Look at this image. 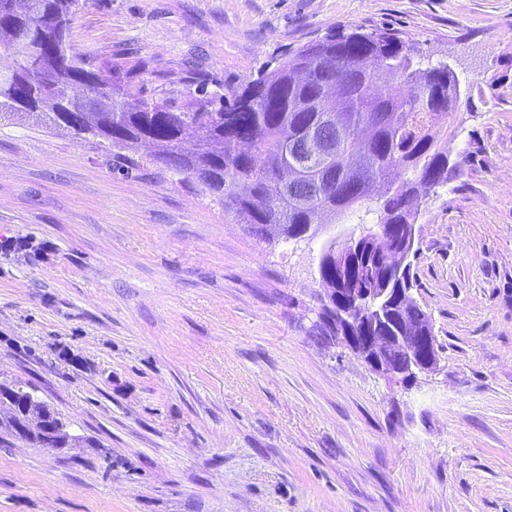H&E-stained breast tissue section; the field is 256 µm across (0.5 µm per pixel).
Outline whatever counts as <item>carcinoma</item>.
<instances>
[{"instance_id":"1","label":"carcinoma","mask_w":512,"mask_h":512,"mask_svg":"<svg viewBox=\"0 0 512 512\" xmlns=\"http://www.w3.org/2000/svg\"><path fill=\"white\" fill-rule=\"evenodd\" d=\"M0 0V45L13 50L17 67L0 73V120L25 114L36 123L63 128L80 137H99L109 145L148 140L155 160L194 175L202 187L251 232L261 238L306 236L320 213L341 216L352 209L376 215L377 229L366 231L357 249L336 262V248H326L318 271L325 288H413L411 263L399 264L381 253L378 241L390 238L401 247L405 225L415 223L411 203L416 188L448 180V128L442 119L455 111L460 87L445 68L419 67L410 47L385 29L330 34L288 55L271 72L207 98L205 86L180 108L152 97L130 96L128 72L108 69L91 57L67 54L71 17L80 0H37L35 16L9 9ZM27 34L29 48L17 43ZM397 77L377 94L371 87L385 74ZM102 86L111 100L106 110H91L79 90ZM339 99L328 98L329 86ZM340 109L348 124L370 132L353 139L340 156L326 162L291 151L319 115ZM247 135L252 151L237 140ZM195 142L179 152L184 139ZM375 154L382 194L354 180L355 157ZM295 167L309 192L297 198L282 186L281 171ZM412 172L415 179L406 178Z\"/></svg>"}]
</instances>
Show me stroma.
<instances>
[{
    "mask_svg": "<svg viewBox=\"0 0 512 512\" xmlns=\"http://www.w3.org/2000/svg\"><path fill=\"white\" fill-rule=\"evenodd\" d=\"M356 28L461 90L466 160L415 202L441 371L391 383L306 331L322 248L374 216L266 241L149 144L6 119L0 244L30 246L0 247V380L82 440L0 433V512H512V0H81L67 53L178 106Z\"/></svg>",
    "mask_w": 512,
    "mask_h": 512,
    "instance_id": "stroma-1",
    "label": "stroma"
}]
</instances>
